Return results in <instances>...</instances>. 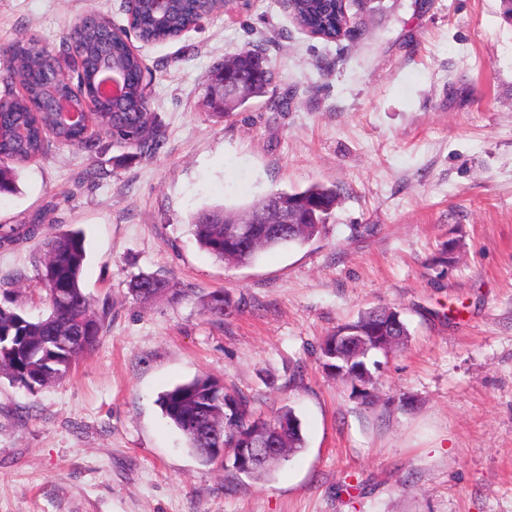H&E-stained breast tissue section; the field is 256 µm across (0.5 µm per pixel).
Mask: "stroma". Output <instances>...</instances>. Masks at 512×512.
Here are the masks:
<instances>
[{"mask_svg":"<svg viewBox=\"0 0 512 512\" xmlns=\"http://www.w3.org/2000/svg\"><path fill=\"white\" fill-rule=\"evenodd\" d=\"M383 3L335 42L284 0L132 40L159 154L53 143L20 168L0 225L48 219L0 246V304L44 314L42 242L80 229L86 291L111 311L61 382L31 393L0 377V512H512V22L501 0ZM90 13L127 22L125 0H0V61L21 40L60 48ZM252 44L287 111L259 97L215 115L209 71ZM90 167L106 179L87 183ZM313 184L340 202L305 244L234 266L194 235L198 212ZM142 272L193 294L136 300ZM215 290L239 304L220 324L198 301ZM375 307L399 308L410 336L379 356L368 404L319 344ZM200 374L261 416L292 407L305 448L262 481L201 463L157 402Z\"/></svg>","mask_w":512,"mask_h":512,"instance_id":"stroma-1","label":"stroma"}]
</instances>
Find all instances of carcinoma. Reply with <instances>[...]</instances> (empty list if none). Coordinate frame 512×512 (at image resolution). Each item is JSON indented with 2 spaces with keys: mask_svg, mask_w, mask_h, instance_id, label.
<instances>
[{
  "mask_svg": "<svg viewBox=\"0 0 512 512\" xmlns=\"http://www.w3.org/2000/svg\"><path fill=\"white\" fill-rule=\"evenodd\" d=\"M343 0H296V18L303 26L326 40H338L342 34ZM204 13L202 0H169L167 12L160 16L153 0H139L135 27L144 42H161L179 36L192 27ZM76 44L79 58L78 83L72 85L57 78L59 63L49 48L34 41H18L12 53L0 65L18 79L19 90L0 96V194L16 189L18 167L45 155L49 143L77 145L88 153L99 148V134H104L134 150L139 157L152 158L163 147L164 132L156 126L143 95L142 59L125 40L121 29L104 18L87 16L81 24L68 30L63 46ZM119 70L127 79V109L116 115L112 102L104 97L102 85L107 73ZM228 77L243 73L251 82L249 95L242 99L224 96L223 114L243 107L253 97H262L273 83L264 50L254 45L230 57ZM53 88L57 100L81 112L82 127L58 122L47 110L46 94ZM278 197L295 200L305 210L302 225L294 228L277 225L269 232L268 224H253L259 240L235 239L228 235L230 225L224 223L222 208L198 214L194 219L195 234L201 247L221 262L248 264L260 253L291 243L302 244L316 236L336 207L339 194L334 188L312 185L299 191H278ZM34 234V226L0 225V245L16 243ZM44 258L38 271V283L46 293L48 313L29 318L18 309L0 304V374L13 384L33 392L52 381L64 379L76 359L91 350L106 332L109 309H92L91 298L82 281L86 259L85 236L79 230L52 235L43 241ZM128 292L147 301L163 295L185 297L186 292L171 280L140 273L129 280ZM203 310L218 320L234 307L229 294L212 291L199 296ZM400 311L377 307L360 314L357 319L340 324L324 337L320 351L324 365L343 371L344 379L358 381L364 388L363 401L370 404L376 397L374 376L364 377L356 366L368 364L374 354L370 330L385 327L390 336L407 339L405 320L394 324ZM349 327L363 330L366 356L350 363L334 356L336 336ZM163 415L183 435L187 448L204 463L216 460L215 448H233L239 437L256 430L280 448L286 461L305 448L301 423L294 410L283 406L271 418L255 414L248 398L232 391L209 375H198L164 392L158 399ZM227 460L238 474L257 480L267 478L273 468L242 470L237 456Z\"/></svg>",
  "mask_w": 512,
  "mask_h": 512,
  "instance_id": "cac0c4a2",
  "label": "carcinoma"
}]
</instances>
